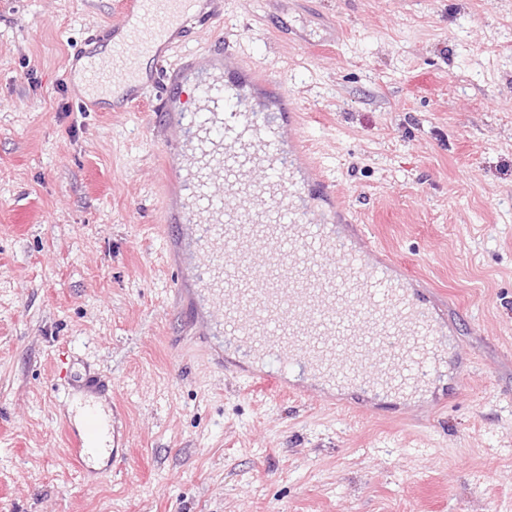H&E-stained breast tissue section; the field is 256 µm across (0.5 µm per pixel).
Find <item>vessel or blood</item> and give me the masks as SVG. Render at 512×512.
Segmentation results:
<instances>
[{"mask_svg": "<svg viewBox=\"0 0 512 512\" xmlns=\"http://www.w3.org/2000/svg\"><path fill=\"white\" fill-rule=\"evenodd\" d=\"M199 0H125L110 57H87L83 78L91 100L122 90L125 105L141 97L139 61L163 63L173 32L203 24ZM180 81L189 80L180 74ZM192 81V80H189ZM196 102L181 113L187 164L183 182L189 222L188 271L213 335L245 361L275 353L283 367L326 382L375 391L426 387L448 352V325L387 259L370 261L334 213L314 212L296 173L303 147L277 136L275 120L293 117L287 93L276 110L249 100V83L224 89L212 74L192 81ZM224 172L215 192L211 171ZM251 193L250 212L236 200ZM342 251L333 280L315 274L325 255ZM108 418L88 416L85 434L68 443L77 460L97 452Z\"/></svg>", "mask_w": 512, "mask_h": 512, "instance_id": "vessel-or-blood-1", "label": "vessel or blood"}]
</instances>
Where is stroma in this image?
<instances>
[{"instance_id": "1", "label": "stroma", "mask_w": 512, "mask_h": 512, "mask_svg": "<svg viewBox=\"0 0 512 512\" xmlns=\"http://www.w3.org/2000/svg\"><path fill=\"white\" fill-rule=\"evenodd\" d=\"M123 0H0V512H512V0H207L84 105ZM268 69L315 168L453 343L428 392L242 377L172 283L186 68ZM115 456L65 450L79 397Z\"/></svg>"}]
</instances>
